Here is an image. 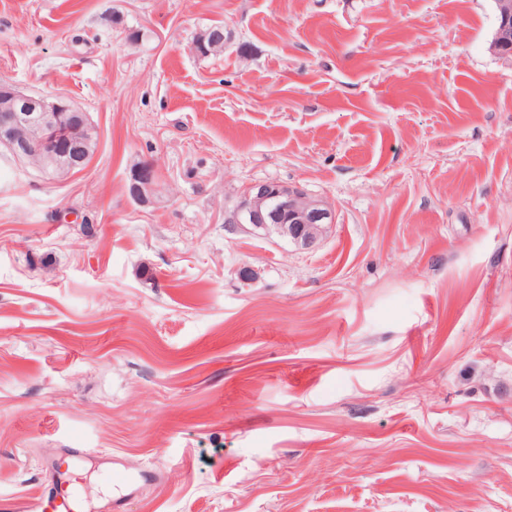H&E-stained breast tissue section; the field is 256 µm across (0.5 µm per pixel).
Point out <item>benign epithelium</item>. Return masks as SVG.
<instances>
[{
  "instance_id": "benign-epithelium-1",
  "label": "benign epithelium",
  "mask_w": 512,
  "mask_h": 512,
  "mask_svg": "<svg viewBox=\"0 0 512 512\" xmlns=\"http://www.w3.org/2000/svg\"><path fill=\"white\" fill-rule=\"evenodd\" d=\"M497 24L491 47L501 56H512V0H493ZM0 150L15 162L32 166L55 179L82 172L93 155L97 130L88 113L62 98L27 93L13 83L0 82ZM156 168L145 163L136 169L131 195L146 202L156 180ZM322 201L298 188L277 183L250 184L224 217L235 231L246 226L265 236L288 238L309 247L332 223Z\"/></svg>"
}]
</instances>
